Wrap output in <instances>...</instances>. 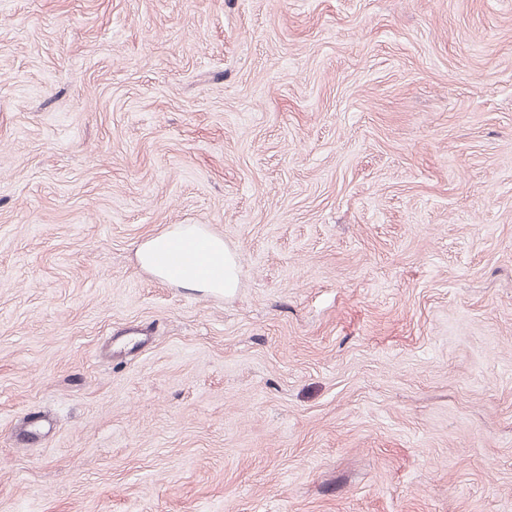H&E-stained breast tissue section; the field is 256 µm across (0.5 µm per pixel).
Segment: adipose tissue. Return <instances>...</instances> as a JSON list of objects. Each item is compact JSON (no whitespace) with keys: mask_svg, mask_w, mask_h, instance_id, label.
I'll return each mask as SVG.
<instances>
[{"mask_svg":"<svg viewBox=\"0 0 512 512\" xmlns=\"http://www.w3.org/2000/svg\"><path fill=\"white\" fill-rule=\"evenodd\" d=\"M136 255L142 268L190 290L226 294L238 286L234 253L222 236L197 224L161 230L142 243Z\"/></svg>","mask_w":512,"mask_h":512,"instance_id":"ef3b65f1","label":"adipose tissue"}]
</instances>
